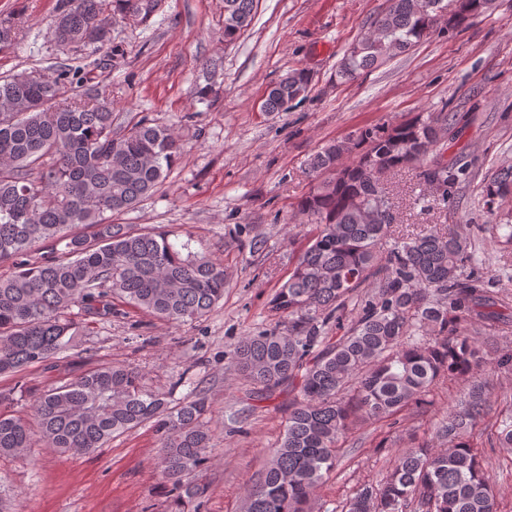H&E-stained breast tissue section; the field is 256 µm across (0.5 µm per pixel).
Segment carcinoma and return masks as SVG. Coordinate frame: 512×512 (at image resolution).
Here are the masks:
<instances>
[{"mask_svg":"<svg viewBox=\"0 0 512 512\" xmlns=\"http://www.w3.org/2000/svg\"><path fill=\"white\" fill-rule=\"evenodd\" d=\"M105 0H60L51 22L55 42L112 47ZM118 14L147 17L142 0H113ZM493 0H389L363 36L346 49L336 79L410 50L440 24L461 27ZM255 0H224V38L254 19ZM21 21L0 19V53ZM71 69L0 77V375H18L77 346L83 321L112 320L115 302L179 325L205 318L224 298V265L195 251L192 239L112 217L135 208L166 182L182 146L169 128L146 117L112 128V100L73 87ZM310 74L290 70L273 84L266 112H285L308 93ZM448 113L429 112L327 142L309 162L324 175L299 201L304 243L288 280L269 301L274 327L241 337L234 368L260 400L288 393L279 444L243 499V512H308L310 495L336 467L353 419L383 422L414 407L425 413L433 388L469 379L461 402L432 436L400 450L382 480L359 485L344 512H501L477 428L489 448L512 449V397L495 418L492 391L478 375L493 340L475 325L508 319L493 281L471 262L467 237L434 226L389 243L400 201L391 177L409 169L415 184L443 189L416 196L425 208L448 205L462 170L441 162ZM357 159L348 162L358 147ZM512 195V168L486 187L488 203ZM64 245L56 251L54 247ZM27 416L0 413V456L21 457L38 436L59 454L92 453L117 434L152 424L160 435L159 467L172 493L171 512H199L211 434L205 396L192 387L179 399L145 389L138 373L99 364L52 385Z\"/></svg>","mask_w":512,"mask_h":512,"instance_id":"carcinoma-1","label":"carcinoma"}]
</instances>
